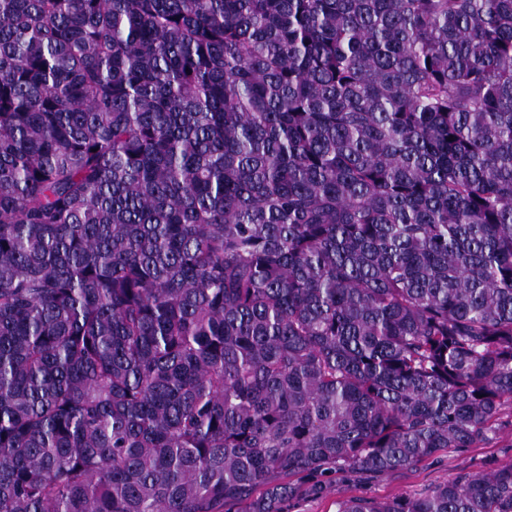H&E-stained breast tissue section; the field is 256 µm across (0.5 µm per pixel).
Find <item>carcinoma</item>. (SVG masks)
<instances>
[{
    "mask_svg": "<svg viewBox=\"0 0 512 512\" xmlns=\"http://www.w3.org/2000/svg\"><path fill=\"white\" fill-rule=\"evenodd\" d=\"M512 448V0H0V512H285ZM337 512H512V460ZM512 460V448H465L422 461L409 470L381 476L337 472L325 477L324 491L303 492L290 500L288 512H336L340 501L350 498L386 500L400 495H416L458 476L492 472Z\"/></svg>",
    "mask_w": 512,
    "mask_h": 512,
    "instance_id": "1",
    "label": "carcinoma"
}]
</instances>
